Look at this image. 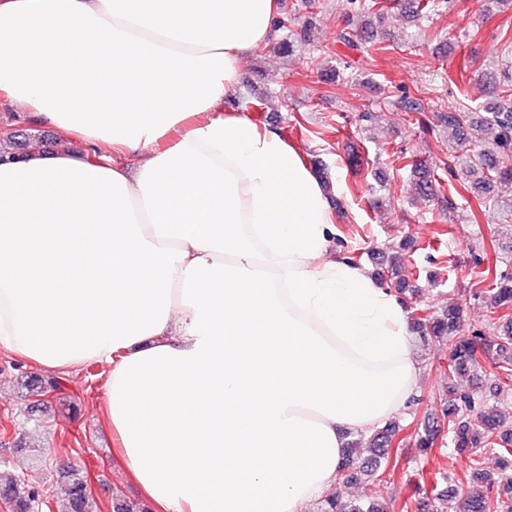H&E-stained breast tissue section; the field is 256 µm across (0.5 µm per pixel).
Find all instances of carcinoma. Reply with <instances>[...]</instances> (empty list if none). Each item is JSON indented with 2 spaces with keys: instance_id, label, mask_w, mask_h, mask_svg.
<instances>
[{
  "instance_id": "1",
  "label": "carcinoma",
  "mask_w": 512,
  "mask_h": 512,
  "mask_svg": "<svg viewBox=\"0 0 512 512\" xmlns=\"http://www.w3.org/2000/svg\"><path fill=\"white\" fill-rule=\"evenodd\" d=\"M345 9L362 17L375 7H383L379 0H342ZM377 36L370 23L348 22L336 33V40L350 49L358 50ZM503 77L499 93L493 102L485 106L486 116L479 121L484 132L480 149L469 151L463 148V124L468 112L451 107L437 115V126L448 131L457 148L448 152L440 160L443 169L453 177L478 175L471 182L474 189H485L497 181L512 178V70L503 67ZM23 141L8 133L0 138V146L6 144L11 149L9 156L0 150V159L10 160L27 156L34 139L32 134L22 135ZM418 195L429 200L437 196L435 171L422 164L411 165ZM496 221L512 228V199L493 201ZM410 242L402 239L386 258L384 267L374 273L376 280L404 296L414 292L413 285L406 275L405 252ZM493 287L484 291L483 298L490 308L498 310L512 306V275L496 273ZM461 308L450 303L438 310H429L414 318L412 330L426 342L434 339L448 347V368L456 376L467 375L479 367L478 353L486 346L482 334L460 335L462 321ZM499 368L512 372V318H505L500 326L499 343L495 350ZM443 413L448 417V439L463 454H470L471 477L486 483L488 489L502 488L494 495L478 494L466 499L465 512H512V420H508L494 405L486 402L476 389L454 393L450 401H443ZM401 431L400 425L391 422L384 428L365 436H349L342 450V470L349 477L361 475L377 477L384 461L389 457L393 438ZM436 441L433 426L425 423L415 430L414 444L422 452L432 451ZM491 452L498 456L502 469L497 474H489L480 468L479 456ZM64 497L59 504V512H102L100 505L89 489L88 476L82 467L68 464L57 472ZM0 499L9 504L10 512H38L41 496L39 490L25 484L18 477L0 483ZM321 512H386L373 503L347 505L333 495L325 497Z\"/></svg>"
}]
</instances>
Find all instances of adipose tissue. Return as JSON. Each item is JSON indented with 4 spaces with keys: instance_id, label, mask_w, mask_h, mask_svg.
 <instances>
[{
    "instance_id": "ef3b65f1",
    "label": "adipose tissue",
    "mask_w": 512,
    "mask_h": 512,
    "mask_svg": "<svg viewBox=\"0 0 512 512\" xmlns=\"http://www.w3.org/2000/svg\"><path fill=\"white\" fill-rule=\"evenodd\" d=\"M279 9L0 0V105L98 152L0 163V347L109 365L116 458L155 512H305L419 373L397 298L330 259L321 178L226 105Z\"/></svg>"
}]
</instances>
